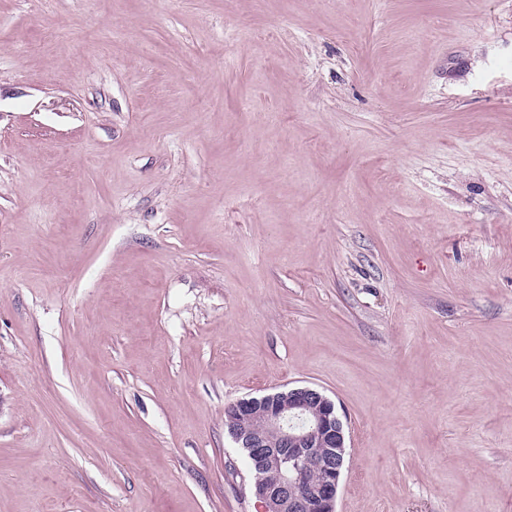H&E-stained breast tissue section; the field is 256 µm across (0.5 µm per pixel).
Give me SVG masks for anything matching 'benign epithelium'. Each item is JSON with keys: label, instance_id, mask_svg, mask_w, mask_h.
Segmentation results:
<instances>
[{"label": "benign epithelium", "instance_id": "benign-epithelium-1", "mask_svg": "<svg viewBox=\"0 0 512 512\" xmlns=\"http://www.w3.org/2000/svg\"><path fill=\"white\" fill-rule=\"evenodd\" d=\"M226 427L264 477L250 492L260 512H335L347 449L336 404L309 387L242 398Z\"/></svg>", "mask_w": 512, "mask_h": 512}]
</instances>
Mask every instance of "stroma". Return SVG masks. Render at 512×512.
I'll list each match as a JSON object with an SVG mask.
<instances>
[{
    "label": "stroma",
    "mask_w": 512,
    "mask_h": 512,
    "mask_svg": "<svg viewBox=\"0 0 512 512\" xmlns=\"http://www.w3.org/2000/svg\"><path fill=\"white\" fill-rule=\"evenodd\" d=\"M512 512V0H0V512ZM225 412L250 481L263 478L250 486L260 512H335L347 446L334 401L303 386L242 398Z\"/></svg>",
    "instance_id": "35a3bbf8"
}]
</instances>
